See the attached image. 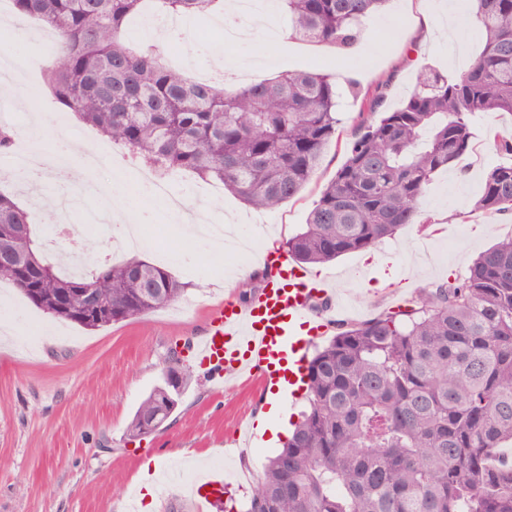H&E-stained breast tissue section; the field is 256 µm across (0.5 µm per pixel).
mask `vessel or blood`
Returning <instances> with one entry per match:
<instances>
[{"label": "vessel or blood", "mask_w": 512, "mask_h": 512, "mask_svg": "<svg viewBox=\"0 0 512 512\" xmlns=\"http://www.w3.org/2000/svg\"><path fill=\"white\" fill-rule=\"evenodd\" d=\"M267 280L247 305L212 308L206 330L191 351L220 386L242 374L273 376L274 366L307 361L305 349L323 330L315 306L332 301L327 284L311 283L286 253L266 261Z\"/></svg>", "instance_id": "vessel-or-blood-1"}]
</instances>
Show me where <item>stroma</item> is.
Returning <instances> with one entry per match:
<instances>
[{"mask_svg": "<svg viewBox=\"0 0 512 512\" xmlns=\"http://www.w3.org/2000/svg\"><path fill=\"white\" fill-rule=\"evenodd\" d=\"M421 11L434 16L436 24L408 62L404 49L413 39L412 17ZM473 11L468 0H390L364 19L361 40L345 53L292 39L288 54L282 55L260 32L228 47L210 18L186 20L179 40L162 45V53H176L179 67L190 73L209 70L215 50L222 48L244 68L256 57L267 58V79L320 67L343 92L338 140L326 148L316 178L301 195L264 214L265 231L256 253L264 255L270 245H282L304 223L322 186L345 159L344 141L369 85L391 79L388 105L395 108L414 89L423 67L452 79L469 66L481 47L480 30L469 22ZM44 117L70 129L74 156L86 154L102 139L99 131L81 127L73 112L59 104H51ZM492 127L511 128L512 114L476 116L470 151L458 165L435 175L421 201L423 216L439 223L440 234L410 224L376 249L322 266L307 265L308 273L332 282L337 290L327 318L360 322L406 309L419 289L463 276L480 252L512 235V212L470 209L487 172L500 160L489 141ZM98 209V198H82L70 221L91 224L85 239L92 257L111 252L125 258V251L115 247L112 225L92 224ZM464 209L469 216L462 222L457 213ZM145 230L150 242L138 250V257L153 261L157 249H170L166 266L188 285L178 301L147 315L90 330L53 318L11 283L0 282V298L9 299L11 311V328L0 333V512H127L129 488H143L153 477L183 469L190 461H221L224 489L241 503L253 488L242 481V474H261L267 457L277 450V443L259 434L248 446L237 438L239 422L256 421L265 409L269 384L243 380L217 390L188 354L183 364L191 378L174 413L158 431L129 436L127 428L139 404L163 382L171 349L204 331L210 306L240 303L244 285H259L258 279H243L254 259L225 274L202 241L186 263H179L175 255L184 237L182 223L164 208H157ZM194 481V473L185 472L180 482L161 484L158 512H216L211 505H197Z\"/></svg>", "mask_w": 512, "mask_h": 512, "instance_id": "1", "label": "stroma"}]
</instances>
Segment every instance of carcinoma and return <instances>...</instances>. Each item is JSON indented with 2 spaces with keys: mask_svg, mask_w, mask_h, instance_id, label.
<instances>
[{
  "mask_svg": "<svg viewBox=\"0 0 512 512\" xmlns=\"http://www.w3.org/2000/svg\"><path fill=\"white\" fill-rule=\"evenodd\" d=\"M144 0H11L19 15L55 30L49 72L56 100L164 173L219 183L273 210L305 188L336 138L340 91L329 75L288 72L234 91L169 65L123 30ZM171 16L200 18L219 0H154ZM288 37L342 51L388 0H280ZM483 46L457 78L425 68L396 109L390 80L363 94L345 160L306 224L285 242L297 262L324 264L367 251L406 224L425 229L419 203L434 176L471 147L477 113H512V0H477ZM511 157L488 172L473 209L512 212V130L490 129ZM33 224L0 193V280L35 307L87 329L147 315L185 291L160 263L131 258L80 273L52 264ZM92 285L107 313L64 305ZM335 334L307 367L306 399L292 435L267 460L243 512H512V236L465 275L422 288L414 305ZM190 373L174 355L163 384L129 425L149 435L171 416Z\"/></svg>",
  "mask_w": 512,
  "mask_h": 512,
  "instance_id": "1",
  "label": "carcinoma"
}]
</instances>
